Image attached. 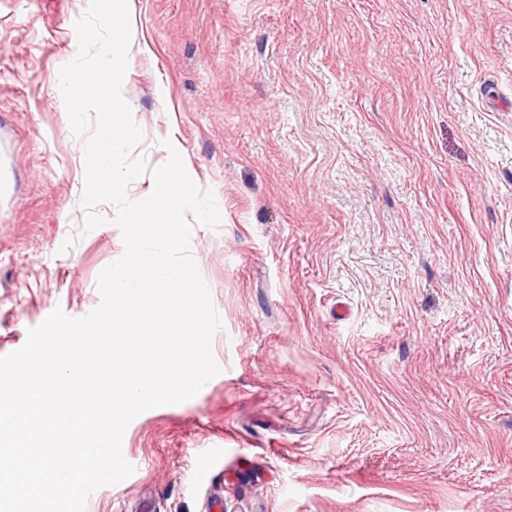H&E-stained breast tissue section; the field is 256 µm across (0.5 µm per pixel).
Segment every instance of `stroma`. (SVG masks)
I'll return each instance as SVG.
<instances>
[{
	"mask_svg": "<svg viewBox=\"0 0 512 512\" xmlns=\"http://www.w3.org/2000/svg\"><path fill=\"white\" fill-rule=\"evenodd\" d=\"M90 0H0V357L100 302L59 95ZM121 94L221 222V368L86 512H512V0H127Z\"/></svg>",
	"mask_w": 512,
	"mask_h": 512,
	"instance_id": "stroma-1",
	"label": "stroma"
}]
</instances>
